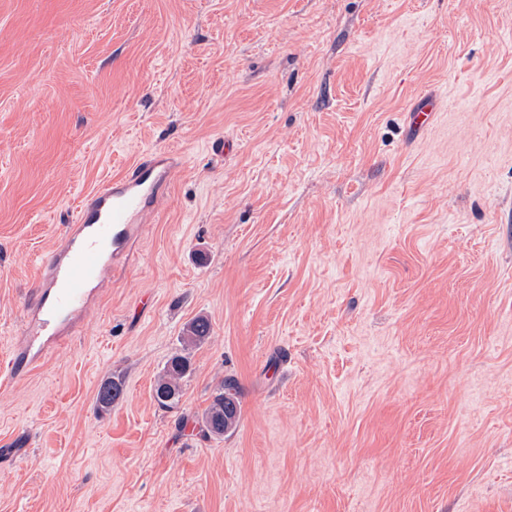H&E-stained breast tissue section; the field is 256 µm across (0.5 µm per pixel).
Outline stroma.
Returning a JSON list of instances; mask_svg holds the SVG:
<instances>
[{
    "instance_id": "1",
    "label": "stroma",
    "mask_w": 512,
    "mask_h": 512,
    "mask_svg": "<svg viewBox=\"0 0 512 512\" xmlns=\"http://www.w3.org/2000/svg\"><path fill=\"white\" fill-rule=\"evenodd\" d=\"M151 149L127 266L0 394V512H512V0H0V361L38 258ZM437 110V100L434 96H426L418 107L410 112L411 125L415 130L427 128ZM190 367V360L183 353H175L169 358L154 387V400L160 407L170 409L179 404L182 382ZM236 382L225 379L213 393V399L201 421L205 436H224L237 424L240 416Z\"/></svg>"
}]
</instances>
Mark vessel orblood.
I'll return each mask as SVG.
<instances>
[{
    "instance_id": "obj_1",
    "label": "vessel or blood",
    "mask_w": 512,
    "mask_h": 512,
    "mask_svg": "<svg viewBox=\"0 0 512 512\" xmlns=\"http://www.w3.org/2000/svg\"><path fill=\"white\" fill-rule=\"evenodd\" d=\"M436 110V98L424 97L410 113L413 128H427ZM172 166L166 153L143 157L84 198L72 224L39 263L11 358L0 367L1 391L41 366L81 327L112 273L126 265L133 245L142 238Z\"/></svg>"
}]
</instances>
